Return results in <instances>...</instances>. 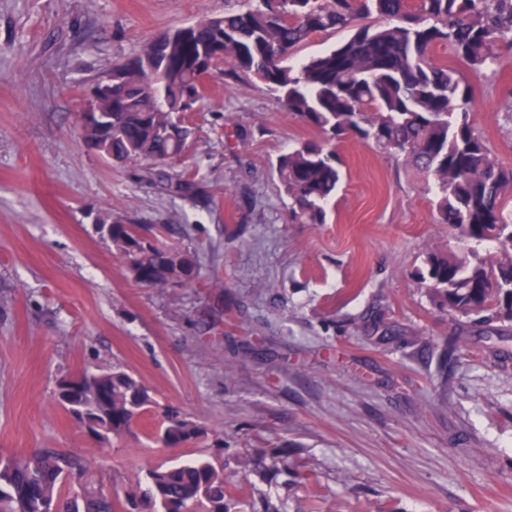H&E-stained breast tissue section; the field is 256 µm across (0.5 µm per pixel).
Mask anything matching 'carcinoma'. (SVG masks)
<instances>
[{
  "instance_id": "cac0c4a2",
  "label": "carcinoma",
  "mask_w": 512,
  "mask_h": 512,
  "mask_svg": "<svg viewBox=\"0 0 512 512\" xmlns=\"http://www.w3.org/2000/svg\"><path fill=\"white\" fill-rule=\"evenodd\" d=\"M377 24H366L370 17ZM347 30L332 49L299 63L294 50L313 36ZM448 48L481 73L512 47V0H256L244 11L175 28L112 65V133H99L101 154L116 163L145 162L160 191L192 196L190 172L171 174L191 129L178 116L206 92L200 69L230 64L224 76L254 78L292 116L319 133L277 157L281 190L301 224H323L325 204L341 181L335 142L353 136L410 166L433 185L440 223L458 249L427 254L420 283L453 318L480 327L512 321V167L492 156L471 120V86L458 69L432 56ZM98 232L134 282L192 286L198 259L187 249L150 240L130 220L98 215ZM493 244L485 253L480 246ZM56 397L84 432L112 441L153 404L122 369L84 370L58 380ZM202 429L170 417L155 434L165 448L197 440ZM224 471L204 458L146 470L144 484L124 497L107 491L82 454L42 448L0 456V512H231Z\"/></svg>"
}]
</instances>
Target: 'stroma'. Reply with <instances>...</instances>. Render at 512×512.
I'll return each mask as SVG.
<instances>
[{
    "label": "stroma",
    "instance_id": "stroma-1",
    "mask_svg": "<svg viewBox=\"0 0 512 512\" xmlns=\"http://www.w3.org/2000/svg\"><path fill=\"white\" fill-rule=\"evenodd\" d=\"M247 5L0 0V456L77 451L117 491L205 457L224 470L231 512H512V324L492 350L431 302L416 271L456 242L415 171L343 139L326 223H292L272 164L319 134L262 83L220 70L192 117L196 199L160 194L137 166L84 145L93 79L171 28ZM467 79L477 132L512 165L500 109L512 51ZM104 210L196 252L195 287L134 283L97 231ZM379 317L395 335L374 328ZM447 341L459 347L450 364ZM115 366L156 405L103 447L57 403L56 382ZM171 416L203 436L156 444ZM277 448L317 486L246 474Z\"/></svg>",
    "mask_w": 512,
    "mask_h": 512
}]
</instances>
